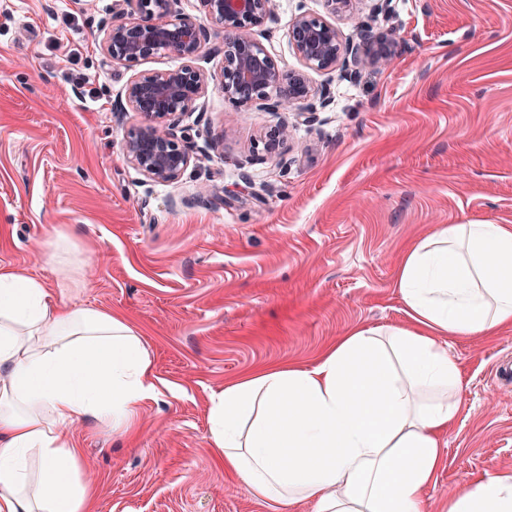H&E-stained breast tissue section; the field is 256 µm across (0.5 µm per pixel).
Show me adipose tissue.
Instances as JSON below:
<instances>
[{
	"label": "adipose tissue",
	"instance_id": "obj_1",
	"mask_svg": "<svg viewBox=\"0 0 512 512\" xmlns=\"http://www.w3.org/2000/svg\"><path fill=\"white\" fill-rule=\"evenodd\" d=\"M397 286L409 326L354 327L314 367L264 366L212 396L211 445L254 497L422 512L458 410L439 339L512 327V227L440 226L405 252ZM156 392L123 316L63 304L0 266V512H93L68 425L92 417L131 432ZM447 512H512V477L466 484Z\"/></svg>",
	"mask_w": 512,
	"mask_h": 512
}]
</instances>
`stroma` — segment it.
<instances>
[{"instance_id": "stroma-1", "label": "stroma", "mask_w": 512, "mask_h": 512, "mask_svg": "<svg viewBox=\"0 0 512 512\" xmlns=\"http://www.w3.org/2000/svg\"><path fill=\"white\" fill-rule=\"evenodd\" d=\"M371 6L335 15L327 0H274L257 38L283 70L300 66L288 26L301 13L345 44L371 24L399 55L353 79L311 73L332 102L307 120L236 110L210 85L177 129L194 162L159 183L125 157L143 119L118 105L136 74L181 59L113 62L100 43L119 0H0V266L123 314L159 389L132 434L91 417L71 426L95 512H314L256 500L225 472L211 395L265 365L314 367L352 327L408 325L406 247L443 224L512 225V0H392L387 21ZM285 123L288 140L267 152ZM50 238L65 242L52 262ZM440 342L459 404L423 512L512 475V382L494 376L512 362V328Z\"/></svg>"}]
</instances>
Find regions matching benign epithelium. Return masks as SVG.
Wrapping results in <instances>:
<instances>
[{"label":"benign epithelium","mask_w":512,"mask_h":512,"mask_svg":"<svg viewBox=\"0 0 512 512\" xmlns=\"http://www.w3.org/2000/svg\"><path fill=\"white\" fill-rule=\"evenodd\" d=\"M122 2L120 20L105 30L101 44L112 61L131 65L160 52L183 60L175 69L138 74L124 89L126 108L145 120L124 135V151L156 182L177 181L190 164L175 117L197 110L211 81L218 80L224 98L238 108L260 103L278 112L303 104L311 114L327 107L331 97L315 91L309 72L339 68L351 78L363 68L387 66L398 54V43L370 26L361 29L358 42L344 46L333 24L300 14L288 36L301 68L285 72L255 38V29L271 15L272 0H200L205 19L224 32V61L215 76L195 66L211 33L200 20L177 11V0Z\"/></svg>","instance_id":"benign-epithelium-1"}]
</instances>
